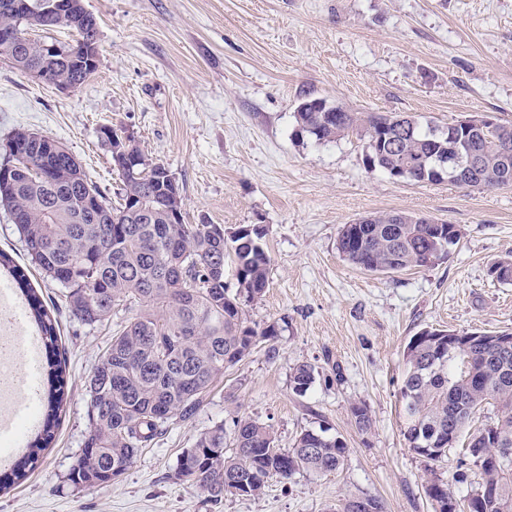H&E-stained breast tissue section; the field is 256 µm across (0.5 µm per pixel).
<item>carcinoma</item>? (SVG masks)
I'll return each mask as SVG.
<instances>
[{
	"label": "carcinoma",
	"mask_w": 512,
	"mask_h": 512,
	"mask_svg": "<svg viewBox=\"0 0 512 512\" xmlns=\"http://www.w3.org/2000/svg\"><path fill=\"white\" fill-rule=\"evenodd\" d=\"M65 16L40 13L39 0L22 16L14 0H0V26L16 25L26 35L32 29L66 27L76 34L70 53L54 61L41 54L40 41L28 39L13 49L0 46V58L26 73L44 64L75 88L96 73L98 61L88 52L97 42L95 17L82 0H68ZM325 100L306 97L294 112V135L302 141L331 143L351 130L365 139L363 164L387 175L403 168L406 182L431 180L432 161L448 154V135L416 119L405 126L381 130L377 115L344 109L336 114ZM512 140V126L484 136L472 148L483 153L482 174L464 180V188L511 186L512 155L505 159L497 140ZM31 139L27 154L14 156L11 144ZM0 164L23 171L50 170V179L19 173L0 186V208L22 238L30 263L62 288L72 315L88 324L109 320L120 307L138 306L139 313L115 329L110 345L86 383L90 428L81 455L70 469L75 488L112 482L128 470L142 449L170 421H192L224 372L248 356L262 340L277 335L275 325L250 324L245 307L262 296L268 282L270 257L262 244L263 231L241 227L224 235L221 224H188L169 209L173 188L155 169L143 176L117 157L122 177L121 203L114 207L99 186L89 180L80 162L58 141L15 132L0 145ZM461 231L454 224H429L417 215L381 212L342 226L337 250L350 264L370 272L429 268L444 260ZM233 260L237 288H224V262ZM0 268L8 271L25 297L30 316L42 336L45 384L42 425L13 469L21 479L54 441L68 393L66 362L58 344V322L36 289L27 269L0 252ZM502 283H512V259L491 267ZM455 332L425 328L412 337L403 353L404 379L400 391L403 436L409 448L440 462L450 452L439 443L453 432L463 433L471 415L486 404L494 417L471 437L460 463L476 467L480 481L461 507L469 512H512V347L504 351L492 332ZM315 369L296 366L294 390L305 393ZM355 424L368 431L372 419L362 403L351 406ZM234 447L224 448V425L202 433L183 452L177 478L192 482L206 497H258L268 480L289 479L301 471L325 475L335 471L348 451L341 437L321 429L305 430L293 447L280 448L270 426L252 419L235 425ZM426 493L435 512H448L455 496L444 487Z\"/></svg>",
	"instance_id": "obj_1"
}]
</instances>
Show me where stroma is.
Here are the masks:
<instances>
[{
    "instance_id": "obj_1",
    "label": "stroma",
    "mask_w": 512,
    "mask_h": 512,
    "mask_svg": "<svg viewBox=\"0 0 512 512\" xmlns=\"http://www.w3.org/2000/svg\"><path fill=\"white\" fill-rule=\"evenodd\" d=\"M98 24L99 66L81 88L59 91L0 59V144L25 129L59 141L115 200L121 187L108 126L134 136L178 183L185 221L232 232L260 226L268 286L247 307L276 325L226 371L193 422H171L112 483L76 489L67 474L88 431L86 378L107 350L123 309L87 326L61 288L29 278L54 310L67 352L70 400L56 437L21 480L0 469V512H336L345 499L383 512H434L431 478L456 497L476 486L457 455L433 464L402 434L403 352L433 327L512 331V284L490 274L512 255V187L466 189L396 181L368 171L358 131L299 142L293 113L310 95L356 112L403 113L439 126L490 112L512 124V0H83ZM406 212L457 225L459 243L430 268L375 274L337 250L343 224ZM316 380L296 393L294 368ZM365 403L372 426L351 414ZM269 425L282 448L307 429L346 442L340 467L269 480L256 498L217 505L176 476L183 451L215 425Z\"/></svg>"
}]
</instances>
